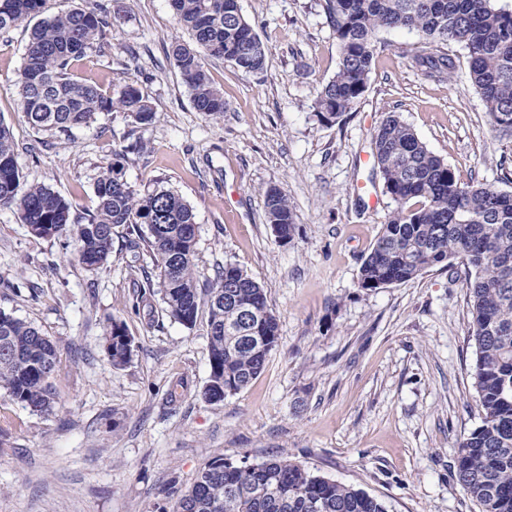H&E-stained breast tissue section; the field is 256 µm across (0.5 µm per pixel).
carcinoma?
Returning a JSON list of instances; mask_svg holds the SVG:
<instances>
[{
    "mask_svg": "<svg viewBox=\"0 0 512 512\" xmlns=\"http://www.w3.org/2000/svg\"><path fill=\"white\" fill-rule=\"evenodd\" d=\"M44 0H0V32L41 13ZM191 42L177 41L172 54L197 111L224 116V95L213 85L201 53L258 74L266 65L262 42L236 0H171ZM336 34L339 64L315 101L318 120L334 123L367 90L381 29L417 33L425 47L413 61L431 78H445L453 58L438 49L456 44L466 53L469 75L492 126L512 136V8L494 0H325ZM112 27L106 4L61 12L31 31L17 75L21 110L33 128L64 133L119 109L146 124L153 110L138 87L119 97L76 78L72 64ZM135 142L112 152V164L95 182L98 204L78 213L71 201L43 185L22 187L16 146L0 123V208L17 211L41 238L69 237L78 261L90 269L108 263L114 229L136 233L153 254L164 311L191 329L207 309L209 377L202 398L224 400L248 386L278 347L277 319L267 297L248 274L227 263L206 286L195 263V216L169 189L138 195L123 178L121 159L138 152ZM374 166L393 208L364 258L359 286L375 289L411 281L458 260L470 271L469 332L476 359L472 385L481 425L460 444L455 475L479 512H512V193L490 184L463 186L400 114L389 112L372 137ZM266 218L281 241L295 224L287 194L265 192ZM106 354L123 366L132 338L116 319L105 327ZM59 370L55 344L39 328L0 310V389L33 412L55 403ZM159 512H387L364 490L330 480L288 458L261 464L208 462L193 485Z\"/></svg>",
    "mask_w": 512,
    "mask_h": 512,
    "instance_id": "cac0c4a2",
    "label": "carcinoma"
}]
</instances>
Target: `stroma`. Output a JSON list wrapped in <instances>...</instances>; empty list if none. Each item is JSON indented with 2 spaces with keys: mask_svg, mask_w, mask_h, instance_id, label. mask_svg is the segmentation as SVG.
<instances>
[{
  "mask_svg": "<svg viewBox=\"0 0 512 512\" xmlns=\"http://www.w3.org/2000/svg\"><path fill=\"white\" fill-rule=\"evenodd\" d=\"M104 2L115 16L104 50L72 72L115 96L136 84L153 120L104 112L66 134L33 129L16 83L32 28L21 23L0 34V122L26 183L94 208V183L113 149L144 143L125 158V180L139 194L164 187L187 201L202 279L227 263L244 270L277 317L278 347L246 388L206 402L207 318L188 329L156 294L138 304L143 287H160L147 247H130L117 228L109 263L90 270L70 239L36 237L1 208L0 309L56 343L60 370L50 412H30L0 391V512H155L169 482L186 490L210 461L282 457L365 490L388 512H479L453 468L481 423L465 266L359 286L392 207L368 154L387 113H401L461 184L512 193V138L493 130L464 51L448 45L455 68L432 81L410 59L417 34L379 32L366 92L325 124L314 103L339 49L324 0H240L266 67L247 74L204 57L226 104L211 119L196 111L171 55L189 35L170 0ZM272 186L294 211L287 243L266 222ZM367 191L377 207L364 203ZM112 317L133 339L121 367L105 351Z\"/></svg>",
  "mask_w": 512,
  "mask_h": 512,
  "instance_id": "35a3bbf8",
  "label": "stroma"
}]
</instances>
